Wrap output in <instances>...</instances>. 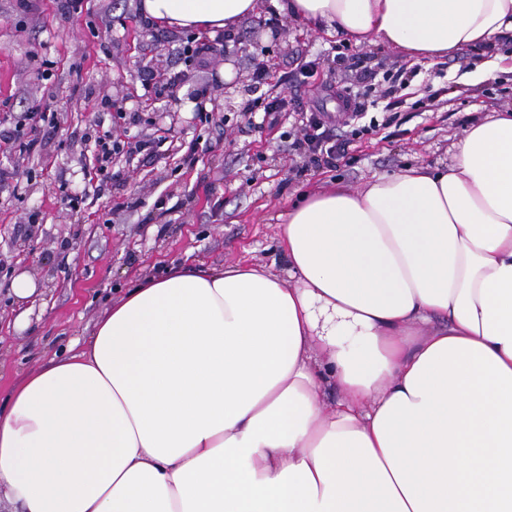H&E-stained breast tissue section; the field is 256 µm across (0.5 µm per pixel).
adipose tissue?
<instances>
[{"mask_svg": "<svg viewBox=\"0 0 512 512\" xmlns=\"http://www.w3.org/2000/svg\"><path fill=\"white\" fill-rule=\"evenodd\" d=\"M272 2L417 62L512 34V0ZM261 6L138 4L208 35ZM277 237L287 277L143 279L10 389L17 512H512V111L448 167L308 194Z\"/></svg>", "mask_w": 512, "mask_h": 512, "instance_id": "obj_1", "label": "adipose tissue"}]
</instances>
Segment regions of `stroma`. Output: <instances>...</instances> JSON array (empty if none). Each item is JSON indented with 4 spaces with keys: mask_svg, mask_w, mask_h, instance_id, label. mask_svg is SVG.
<instances>
[{
    "mask_svg": "<svg viewBox=\"0 0 512 512\" xmlns=\"http://www.w3.org/2000/svg\"><path fill=\"white\" fill-rule=\"evenodd\" d=\"M275 32L244 20L206 67L186 64L188 30L146 26L138 0H0V396L32 369L89 334L113 298L173 266L208 271L256 262L286 274L277 224L299 194L327 182L360 189L409 166L445 165L471 119L512 109V37L499 41L507 71L475 73L483 56L467 48L415 63L394 47L358 46L300 19L276 14ZM264 67L267 80L256 83ZM311 76L296 80L303 67ZM50 79H41L43 69ZM180 77L162 93L149 75ZM213 90L201 123L194 92ZM111 97L115 110L100 108ZM285 99L274 123L248 115L257 97ZM44 99L57 123L44 127L31 156L9 138L31 102ZM367 102L360 116L348 99ZM397 102L389 120L384 103ZM137 113L134 124L114 111ZM322 112L347 151L333 166L313 165L295 147L302 118ZM147 142L98 170L94 135ZM197 145V161L183 155ZM27 272L39 294L21 309L11 280Z\"/></svg>",
    "mask_w": 512,
    "mask_h": 512,
    "instance_id": "obj_1",
    "label": "stroma"
}]
</instances>
